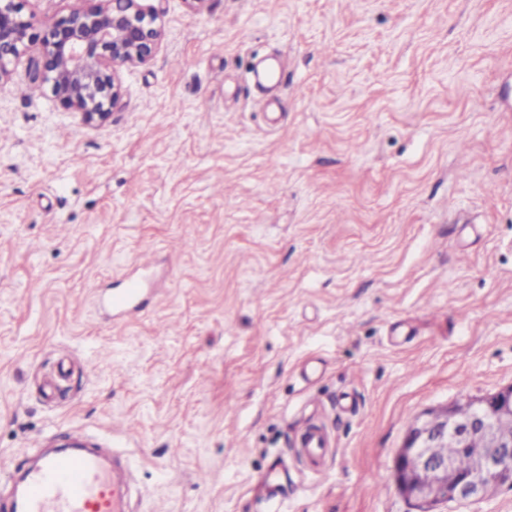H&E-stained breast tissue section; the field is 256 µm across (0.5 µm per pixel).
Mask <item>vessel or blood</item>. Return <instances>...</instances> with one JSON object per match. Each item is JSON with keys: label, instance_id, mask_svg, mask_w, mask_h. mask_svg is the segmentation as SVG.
<instances>
[{"label": "vessel or blood", "instance_id": "obj_1", "mask_svg": "<svg viewBox=\"0 0 512 512\" xmlns=\"http://www.w3.org/2000/svg\"><path fill=\"white\" fill-rule=\"evenodd\" d=\"M148 290L144 278L131 276L102 304L110 316H119L137 307ZM296 446L309 466L319 470L330 452L331 440L324 427L307 422ZM0 512H128L127 483L118 463L93 451L71 448L28 466L19 491L0 501Z\"/></svg>", "mask_w": 512, "mask_h": 512}]
</instances>
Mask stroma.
<instances>
[{"mask_svg": "<svg viewBox=\"0 0 512 512\" xmlns=\"http://www.w3.org/2000/svg\"><path fill=\"white\" fill-rule=\"evenodd\" d=\"M147 3L106 122L29 81L37 46L0 86V472L77 432L130 512H410L409 426L512 386V0ZM148 253L157 295L101 317ZM331 446V440L324 427L312 422L304 423L296 448L312 469H322Z\"/></svg>", "mask_w": 512, "mask_h": 512, "instance_id": "stroma-1", "label": "stroma"}]
</instances>
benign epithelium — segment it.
<instances>
[{
  "mask_svg": "<svg viewBox=\"0 0 512 512\" xmlns=\"http://www.w3.org/2000/svg\"><path fill=\"white\" fill-rule=\"evenodd\" d=\"M24 0H0V84L12 76L10 65L32 44L41 61L31 80L49 87L65 110L86 124L103 123L122 96L121 68L147 61L165 35L162 13L140 0H99L74 9L66 18L35 32L22 14ZM439 421L414 422L396 463L399 490L413 512H437V506L485 497L492 489L512 485V433L501 424L512 421V387L459 402L438 412ZM474 436L485 445L470 471L450 485L444 480L453 462L435 457L432 448L448 442L463 448Z\"/></svg>",
  "mask_w": 512,
  "mask_h": 512,
  "instance_id": "obj_1",
  "label": "benign epithelium"
}]
</instances>
